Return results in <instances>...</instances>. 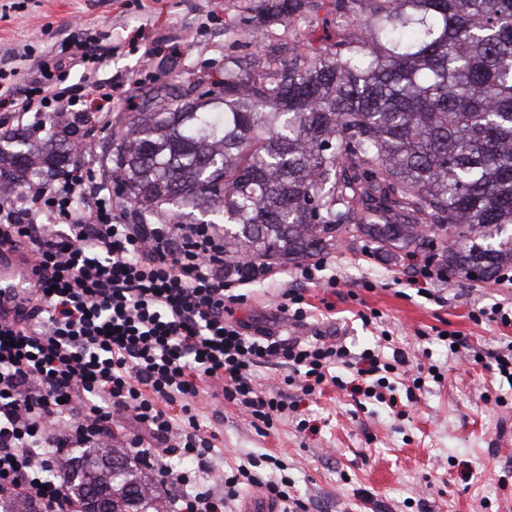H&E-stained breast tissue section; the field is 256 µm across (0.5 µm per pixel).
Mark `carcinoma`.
I'll return each instance as SVG.
<instances>
[{"instance_id": "1", "label": "carcinoma", "mask_w": 512, "mask_h": 512, "mask_svg": "<svg viewBox=\"0 0 512 512\" xmlns=\"http://www.w3.org/2000/svg\"><path fill=\"white\" fill-rule=\"evenodd\" d=\"M348 34L286 60L260 58L145 90L112 133L131 218L224 217V277L247 281L346 240L386 258L445 238L448 273L468 281L512 265V0H331ZM306 0H271L301 17ZM33 134L7 137L0 182L67 156ZM112 455L114 476L100 466ZM83 499L112 486V512H168L123 448L63 465Z\"/></svg>"}]
</instances>
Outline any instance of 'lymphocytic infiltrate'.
I'll use <instances>...</instances> for the list:
<instances>
[{
    "instance_id": "lymphocytic-infiltrate-1",
    "label": "lymphocytic infiltrate",
    "mask_w": 512,
    "mask_h": 512,
    "mask_svg": "<svg viewBox=\"0 0 512 512\" xmlns=\"http://www.w3.org/2000/svg\"><path fill=\"white\" fill-rule=\"evenodd\" d=\"M111 57V47L81 43L35 59L40 77L22 95L10 85L0 94L21 116L96 123L108 116L114 85L91 78L75 87L67 79ZM77 147L82 163L28 185L22 202L0 195V251L31 266L28 287L0 305V502L69 512L58 476L64 457L116 442L173 487L172 512H224L244 482L281 512H306L277 457H267L265 474L243 464L215 468L216 436L201 425L196 404L211 393L269 422L288 404L258 387L256 363L285 359L310 395L332 364L353 360L350 351L248 334L226 315L239 297L224 292L220 226L127 218L95 144ZM356 360L368 397L404 362L398 352L381 362L368 349ZM128 420L136 432L124 433Z\"/></svg>"
}]
</instances>
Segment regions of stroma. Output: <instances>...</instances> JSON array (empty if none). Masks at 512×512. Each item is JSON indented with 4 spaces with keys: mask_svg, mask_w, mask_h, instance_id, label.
Wrapping results in <instances>:
<instances>
[{
    "mask_svg": "<svg viewBox=\"0 0 512 512\" xmlns=\"http://www.w3.org/2000/svg\"><path fill=\"white\" fill-rule=\"evenodd\" d=\"M268 0H0V58L7 53L60 51L78 41L113 46L100 70L133 84L111 104L109 127H80L78 139L98 150L112 141L113 124L136 112L137 93L170 79L224 78V65L252 61L257 53L283 54L294 31L267 23L262 45L240 32L256 24ZM326 268L306 280L286 265L243 283H230L241 300L233 316L257 336L281 334L313 342L339 341L351 353L402 351L404 370L389 376L381 399L334 385L307 396L277 360L254 370L265 390L297 405L295 416L257 427L231 403L205 400L199 420L215 432L222 463L234 467L270 454L287 466L291 493L309 512H512V387L474 353L498 351L512 341V327L473 321V310L512 303V282L432 277L429 296L411 287L431 252L398 260L362 245L330 250ZM337 286H329V277ZM304 296L309 316L294 322L280 313L286 289ZM373 316L364 324L363 316ZM456 331L467 346L457 354L437 338ZM437 378L410 391L418 366Z\"/></svg>",
    "mask_w": 512,
    "mask_h": 512,
    "instance_id": "35a3bbf8",
    "label": "stroma"
}]
</instances>
